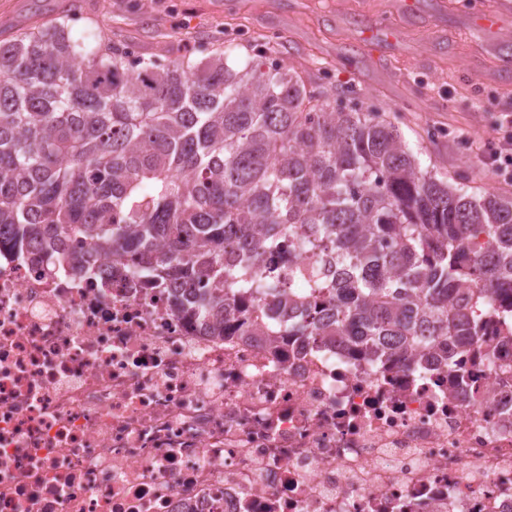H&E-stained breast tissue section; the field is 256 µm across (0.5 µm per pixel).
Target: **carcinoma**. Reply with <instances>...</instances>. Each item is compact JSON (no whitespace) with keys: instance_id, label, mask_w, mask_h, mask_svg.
Returning <instances> with one entry per match:
<instances>
[{"instance_id":"cac0c4a2","label":"carcinoma","mask_w":512,"mask_h":512,"mask_svg":"<svg viewBox=\"0 0 512 512\" xmlns=\"http://www.w3.org/2000/svg\"><path fill=\"white\" fill-rule=\"evenodd\" d=\"M78 15L0 40V246L80 276L102 251L134 259L215 332L428 355L512 337V195L433 178L395 126L262 70L261 49L241 70L228 50L161 64L73 36Z\"/></svg>"}]
</instances>
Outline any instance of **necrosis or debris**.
<instances>
[{
    "mask_svg": "<svg viewBox=\"0 0 512 512\" xmlns=\"http://www.w3.org/2000/svg\"><path fill=\"white\" fill-rule=\"evenodd\" d=\"M0 248V512H512V340L224 336Z\"/></svg>",
    "mask_w": 512,
    "mask_h": 512,
    "instance_id": "necrosis-or-debris-1",
    "label": "necrosis or debris"
}]
</instances>
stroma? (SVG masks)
I'll list each match as a JSON object with an SVG mask.
<instances>
[{"instance_id":"stroma-1","label":"stroma","mask_w":512,"mask_h":512,"mask_svg":"<svg viewBox=\"0 0 512 512\" xmlns=\"http://www.w3.org/2000/svg\"><path fill=\"white\" fill-rule=\"evenodd\" d=\"M69 0H0V36L61 14ZM78 0L84 13L134 43L141 56H197L233 46L246 61L259 36L273 35L277 62L308 90L338 106L381 113L399 130L422 169L468 194H511L469 142L493 137L512 113V71L499 49L512 39V0ZM497 28L476 26L485 11ZM389 41L367 44L368 30Z\"/></svg>"}]
</instances>
